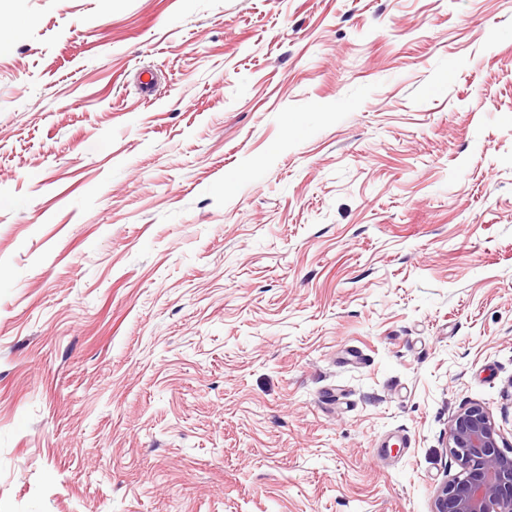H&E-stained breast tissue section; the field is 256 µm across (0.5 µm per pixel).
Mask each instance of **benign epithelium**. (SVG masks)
Masks as SVG:
<instances>
[{
	"instance_id": "1",
	"label": "benign epithelium",
	"mask_w": 512,
	"mask_h": 512,
	"mask_svg": "<svg viewBox=\"0 0 512 512\" xmlns=\"http://www.w3.org/2000/svg\"><path fill=\"white\" fill-rule=\"evenodd\" d=\"M488 409L461 408L448 425L447 447L458 474L437 491L432 512H512V455Z\"/></svg>"
}]
</instances>
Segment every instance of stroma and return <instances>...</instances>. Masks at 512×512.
<instances>
[{
    "instance_id": "stroma-1",
    "label": "stroma",
    "mask_w": 512,
    "mask_h": 512,
    "mask_svg": "<svg viewBox=\"0 0 512 512\" xmlns=\"http://www.w3.org/2000/svg\"><path fill=\"white\" fill-rule=\"evenodd\" d=\"M0 30V512H431L462 406L512 445V0Z\"/></svg>"
}]
</instances>
